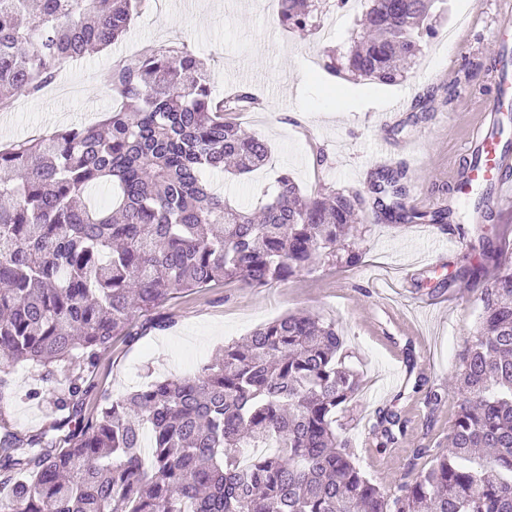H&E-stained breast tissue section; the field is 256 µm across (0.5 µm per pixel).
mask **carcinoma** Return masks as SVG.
Wrapping results in <instances>:
<instances>
[{
	"label": "carcinoma",
	"mask_w": 512,
	"mask_h": 512,
	"mask_svg": "<svg viewBox=\"0 0 512 512\" xmlns=\"http://www.w3.org/2000/svg\"><path fill=\"white\" fill-rule=\"evenodd\" d=\"M142 0H0V109L35 96L61 66L115 43ZM363 35L324 69L393 84L436 34L442 0H365ZM321 0H280L278 22L312 28ZM107 88L119 107L97 125L71 126L0 149V401L17 365H92L140 317L175 292L287 281L328 258L361 263L359 192L308 195L282 173L248 212L217 193L209 171L263 169L269 147L236 113L246 90L215 100L207 68L188 51L144 47L117 63ZM406 171L380 169L375 219L441 224L404 204ZM108 203H92L99 188ZM464 276L479 288L475 340L456 375L448 448H418L413 476L386 490L356 461L336 414L361 387L344 364L333 322L289 313L224 346L200 373L156 379L120 398L72 373L53 396L72 427L57 451L49 429L23 442L0 435V512H512V249L488 237ZM407 420L377 412L381 448ZM245 448L270 455L242 458ZM425 459L419 464L417 460Z\"/></svg>",
	"instance_id": "obj_1"
}]
</instances>
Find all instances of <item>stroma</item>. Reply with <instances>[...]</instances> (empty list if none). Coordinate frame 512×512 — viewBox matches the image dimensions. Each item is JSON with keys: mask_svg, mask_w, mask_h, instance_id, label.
<instances>
[{"mask_svg": "<svg viewBox=\"0 0 512 512\" xmlns=\"http://www.w3.org/2000/svg\"><path fill=\"white\" fill-rule=\"evenodd\" d=\"M506 6L512 0H446L437 38L398 84L383 85L323 68L328 50L342 54L350 47L358 16L340 23L329 9L318 29L287 31L266 0H146L120 40L64 64L42 94L19 97L10 112H0L1 146L92 124L113 107L106 90L113 64L147 45L185 48L206 64L215 97L233 93L236 74L248 72V87L261 98L238 121L269 143L271 160L245 183L213 175L229 197L258 208L284 171L309 193L345 189L367 197L372 171L402 167L408 206H449L455 221L471 227L465 242L442 224L405 229L376 221L368 210L358 241L363 260L356 267L323 260L311 272L261 288L234 282L177 293L140 317L141 336L117 338L85 369L94 388L84 416H97L102 393L118 397L156 378L196 373L224 344L304 312L336 323L347 362L362 376V390L338 422L364 470L392 490L406 477L415 449L447 447L456 409L448 380L460 370L480 312L478 290L462 275L478 259L473 245L480 228L471 222V200L449 196L448 187L495 87L487 67L502 43L512 44V30L500 28ZM399 97L410 101L402 112L392 109ZM442 278L451 279V286L435 289ZM410 354L416 373L427 380L425 391L383 379L385 371L406 368ZM39 384L36 369L14 370L12 394L0 404V427L23 438L48 429L50 399L26 397ZM429 391L441 397L433 409L424 403ZM386 407L401 411L409 424L405 437L380 453L368 430L377 410Z\"/></svg>", "mask_w": 512, "mask_h": 512, "instance_id": "stroma-1", "label": "stroma"}]
</instances>
